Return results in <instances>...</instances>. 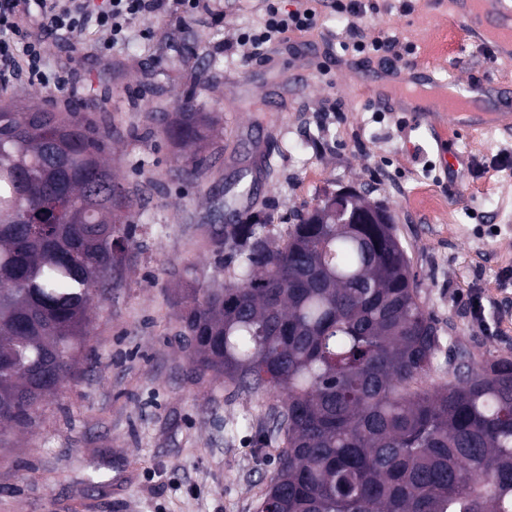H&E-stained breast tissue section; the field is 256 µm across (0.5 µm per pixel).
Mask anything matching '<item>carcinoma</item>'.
Instances as JSON below:
<instances>
[{"instance_id":"obj_1","label":"carcinoma","mask_w":512,"mask_h":512,"mask_svg":"<svg viewBox=\"0 0 512 512\" xmlns=\"http://www.w3.org/2000/svg\"><path fill=\"white\" fill-rule=\"evenodd\" d=\"M166 135L189 178L224 151L186 92ZM109 146L80 112L0 101V448L36 425L83 354L94 309L137 244L132 198ZM338 224L336 196L282 232L249 214L211 225L212 271L189 267L180 298L193 370L237 392L273 395L282 437L257 507L270 512H512V358L448 348V381L428 388L443 343L391 215ZM19 210L26 224H11ZM56 356L55 379L32 373Z\"/></svg>"}]
</instances>
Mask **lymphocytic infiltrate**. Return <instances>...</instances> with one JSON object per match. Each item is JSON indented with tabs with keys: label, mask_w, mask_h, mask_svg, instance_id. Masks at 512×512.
Returning a JSON list of instances; mask_svg holds the SVG:
<instances>
[{
	"label": "lymphocytic infiltrate",
	"mask_w": 512,
	"mask_h": 512,
	"mask_svg": "<svg viewBox=\"0 0 512 512\" xmlns=\"http://www.w3.org/2000/svg\"><path fill=\"white\" fill-rule=\"evenodd\" d=\"M167 0H0V83H9L17 65H24L33 79L62 89L75 96L81 91L67 73L47 70L43 42L29 28L39 24L63 39L77 38L87 31L101 37L99 55H106L114 44L125 40L135 22L164 12ZM264 14L258 30L240 34L238 45L243 57L259 55L272 38L291 30L305 31L315 26L318 10L297 6L282 11L280 0H262ZM323 7L346 22L344 48L353 55L369 54L378 60L401 57L396 37L387 35L366 40L359 22L375 12V0H323Z\"/></svg>",
	"instance_id": "obj_1"
}]
</instances>
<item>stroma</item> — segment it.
I'll list each match as a JSON object with an SVG mask.
<instances>
[{
    "mask_svg": "<svg viewBox=\"0 0 512 512\" xmlns=\"http://www.w3.org/2000/svg\"><path fill=\"white\" fill-rule=\"evenodd\" d=\"M411 4L404 14L398 0H379L366 37L389 33L413 46L405 66L461 83L512 82V59L487 55L450 27L437 0ZM216 10L222 23L207 10L184 16L170 0L106 60L94 32L75 42L44 33L49 69L72 73L79 98L25 77L0 93L91 113L115 136L107 161L136 199L138 226V246L92 318L75 375L31 430L0 449V512H255L282 446L268 433L273 399L196 374L179 345L175 304L181 270L212 263L208 226L230 186L251 187L238 212L282 226L343 188L384 204L444 338L477 355L512 356V284L503 280L512 273V166L492 164L512 152V120L471 133L445 119L431 129L376 111L367 98L373 64L326 51L341 30L328 11L313 29L274 42L270 59L248 61L236 41L259 20L260 0H218ZM160 87L194 92L199 111L220 118L224 152L199 178L179 175L162 126L146 117L178 109L158 99ZM440 143L469 162L467 187L441 178ZM473 291L500 307L495 332L472 323Z\"/></svg>",
    "mask_w": 512,
    "mask_h": 512,
    "instance_id": "stroma-1",
    "label": "stroma"
}]
</instances>
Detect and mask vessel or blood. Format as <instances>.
I'll use <instances>...</instances> for the list:
<instances>
[{"label":"vessel or blood","instance_id":"vessel-or-blood-1","mask_svg":"<svg viewBox=\"0 0 512 512\" xmlns=\"http://www.w3.org/2000/svg\"><path fill=\"white\" fill-rule=\"evenodd\" d=\"M479 2L448 0L449 22H462L470 29L481 27L486 41L498 55L512 57V0H493L494 6L487 17L478 12ZM439 84L431 69L382 66L372 76L369 96L376 106L414 113L421 122H433L436 113H446L451 123L470 131L496 124L501 109H512V86L492 79L469 83L450 99L443 97L429 104L415 100V93Z\"/></svg>","mask_w":512,"mask_h":512}]
</instances>
